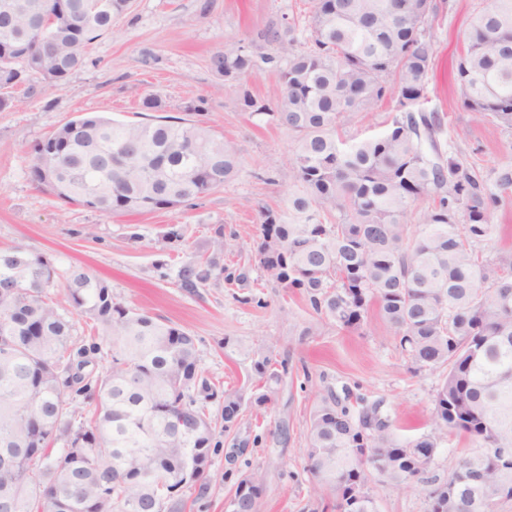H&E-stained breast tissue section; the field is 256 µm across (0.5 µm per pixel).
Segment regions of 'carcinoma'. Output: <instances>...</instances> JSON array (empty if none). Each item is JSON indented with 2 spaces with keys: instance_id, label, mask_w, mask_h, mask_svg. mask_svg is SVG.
I'll list each match as a JSON object with an SVG mask.
<instances>
[{
  "instance_id": "1",
  "label": "carcinoma",
  "mask_w": 512,
  "mask_h": 512,
  "mask_svg": "<svg viewBox=\"0 0 512 512\" xmlns=\"http://www.w3.org/2000/svg\"><path fill=\"white\" fill-rule=\"evenodd\" d=\"M130 9L131 0H0V111L14 106L15 89L31 74L63 88L88 47ZM435 12L433 0H312L306 49L272 26L263 40L278 45V55L226 45L209 68L236 88L241 111L296 134L285 176L302 194L288 200L286 220L263 213V269L343 329L360 328L377 310L415 370H444L438 425L479 448H512V255L474 249L491 233L500 196L444 163L436 112H403L383 135L351 145L336 134L341 120L389 94L403 106L426 98ZM263 64L278 69L274 105L241 82ZM457 74L465 107L512 128V0H489L472 18ZM238 163L235 142L201 120L85 113L34 144L31 176L61 200L114 216L203 198ZM49 170L57 173L53 186L43 177ZM426 198L434 205L416 235L406 213ZM213 269V260L195 257L181 281L192 288ZM58 277L42 254L0 251V343L12 347L0 357V460L14 463L10 481L0 479V512H182L180 492L201 479L216 445L206 402L217 385L198 372L197 337L114 301L109 286L81 268ZM64 302L90 325L91 341L75 335ZM105 356L109 366L96 368ZM253 368L266 388L254 403L266 405L281 374L268 350L254 352ZM90 393L97 408L82 422L80 398ZM355 402L353 410L329 392L314 408L308 471L335 495L336 508L354 493L359 512H375L368 484L422 478L421 459L436 442L424 436L403 445L381 403ZM243 405L241 394L223 392L224 428ZM452 477L458 482L445 483L441 512H504L512 503V465L471 452ZM491 486L505 493L487 503ZM236 493L228 512H257L262 479H241Z\"/></svg>"
}]
</instances>
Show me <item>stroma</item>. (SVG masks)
<instances>
[{
	"label": "stroma",
	"instance_id": "obj_1",
	"mask_svg": "<svg viewBox=\"0 0 512 512\" xmlns=\"http://www.w3.org/2000/svg\"><path fill=\"white\" fill-rule=\"evenodd\" d=\"M435 2V55L423 107L444 118L435 134L443 158L491 188L498 172L512 170V128L464 106L456 70L469 21L487 0ZM309 9L308 0H133L63 89L31 75L35 95L17 90L15 107L0 111V249L21 246L44 254L62 273L82 268L104 280L117 301L183 326L198 338L200 371L247 399L258 384L251 351L271 349L274 360L287 366L268 408L247 402L238 423L218 433L220 446L210 450L203 477L184 494L186 512H225L238 482L252 473L265 487L258 512H319L321 500L305 468L307 427L330 392L381 402L399 440L429 435L438 442L425 482L369 483L378 512H428L429 481L446 482L469 445L436 429L442 371L413 372L377 312L360 329H341L259 266L260 213L287 211L296 190L282 176L295 135L241 112L234 89L222 84L207 60L227 44L276 53L259 37L270 26L295 23L293 36L304 41ZM149 94L161 98L165 115L177 118L193 99L207 98L204 121L239 149L238 171L223 188L192 205L106 216L64 202L32 181L30 149L37 140L87 112L139 121L141 100ZM401 110L397 96H386L338 133L351 143L382 134ZM490 222L493 230L481 249L512 254V190L491 209ZM173 228L180 239L166 240ZM197 255L214 259L218 268L197 287H182L179 271Z\"/></svg>",
	"mask_w": 512,
	"mask_h": 512
}]
</instances>
